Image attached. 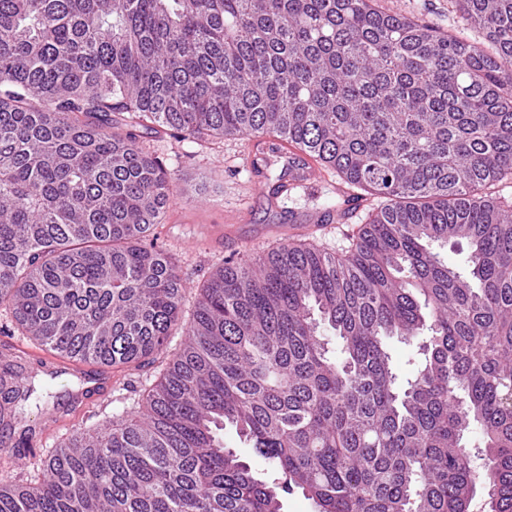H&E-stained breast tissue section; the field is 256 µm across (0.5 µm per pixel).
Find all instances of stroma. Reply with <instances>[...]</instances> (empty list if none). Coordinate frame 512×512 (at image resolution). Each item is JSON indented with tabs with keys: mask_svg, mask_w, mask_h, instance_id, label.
I'll return each instance as SVG.
<instances>
[{
	"mask_svg": "<svg viewBox=\"0 0 512 512\" xmlns=\"http://www.w3.org/2000/svg\"><path fill=\"white\" fill-rule=\"evenodd\" d=\"M380 5L388 13L443 31L453 27L448 0H380ZM135 133L152 157L180 177V191L174 196L180 217L159 225L157 232L159 245L168 251L188 285L183 312L191 311L197 287L225 260L280 244L276 232L278 209L301 215L333 212L334 220L320 224L311 236L312 241L331 247L346 245L361 226L362 211L338 218L346 185L333 174H322L315 184L296 188L280 200L278 209H271L248 166L250 138H209L194 143L141 127ZM235 209L246 210L248 218L232 225L229 247H204L202 241L211 225L223 223L226 212ZM164 365L165 360L160 357L137 371L114 367L111 393L92 400L86 413L75 420V427L89 428L117 411L133 408L140 390L154 382ZM74 385V375L60 371L40 381L36 393L21 405L20 427L38 429L47 418L69 415Z\"/></svg>",
	"mask_w": 512,
	"mask_h": 512,
	"instance_id": "stroma-1",
	"label": "stroma"
}]
</instances>
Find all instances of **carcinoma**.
<instances>
[{"instance_id": "cac0c4a2", "label": "carcinoma", "mask_w": 512, "mask_h": 512, "mask_svg": "<svg viewBox=\"0 0 512 512\" xmlns=\"http://www.w3.org/2000/svg\"><path fill=\"white\" fill-rule=\"evenodd\" d=\"M448 3L447 34L375 0H0V309L61 357L168 354L0 512H469L478 480L512 512V0ZM130 126L282 139L381 202L341 254L224 262L184 320L153 234L177 178ZM394 337L422 339L404 380ZM33 392L0 362L11 458Z\"/></svg>"}]
</instances>
